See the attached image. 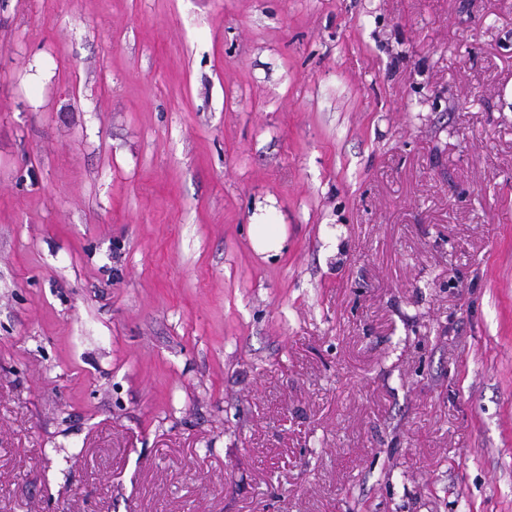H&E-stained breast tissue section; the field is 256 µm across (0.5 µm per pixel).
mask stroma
Wrapping results in <instances>:
<instances>
[{"instance_id":"stroma-1","label":"stroma","mask_w":512,"mask_h":512,"mask_svg":"<svg viewBox=\"0 0 512 512\" xmlns=\"http://www.w3.org/2000/svg\"><path fill=\"white\" fill-rule=\"evenodd\" d=\"M0 512H512V0H0ZM262 232L254 240V246L261 253L278 252L284 241V231L279 224H261Z\"/></svg>"}]
</instances>
